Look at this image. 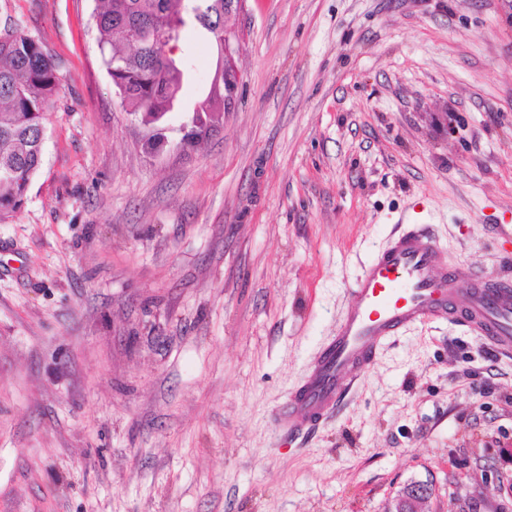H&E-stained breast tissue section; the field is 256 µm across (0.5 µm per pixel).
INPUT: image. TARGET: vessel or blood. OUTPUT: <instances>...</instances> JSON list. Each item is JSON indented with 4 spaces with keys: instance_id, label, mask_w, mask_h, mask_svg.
<instances>
[{
    "instance_id": "b4317fda",
    "label": "vessel or blood",
    "mask_w": 512,
    "mask_h": 512,
    "mask_svg": "<svg viewBox=\"0 0 512 512\" xmlns=\"http://www.w3.org/2000/svg\"><path fill=\"white\" fill-rule=\"evenodd\" d=\"M440 318L479 331L500 354L512 355V283L450 264L424 229L394 231L351 286L335 336L308 366L287 411L276 413L284 433L314 432L383 345Z\"/></svg>"
}]
</instances>
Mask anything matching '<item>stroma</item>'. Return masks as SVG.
Wrapping results in <instances>:
<instances>
[{
  "instance_id": "stroma-1",
  "label": "stroma",
  "mask_w": 512,
  "mask_h": 512,
  "mask_svg": "<svg viewBox=\"0 0 512 512\" xmlns=\"http://www.w3.org/2000/svg\"><path fill=\"white\" fill-rule=\"evenodd\" d=\"M93 7L0 0L61 78L0 219V512H512V357L466 327L402 333L307 440L273 418L401 224L512 279L505 0H248L234 112L158 157ZM176 55L187 109L217 50ZM432 495L433 488L429 482H410L394 498L389 512H429L427 505Z\"/></svg>"
}]
</instances>
